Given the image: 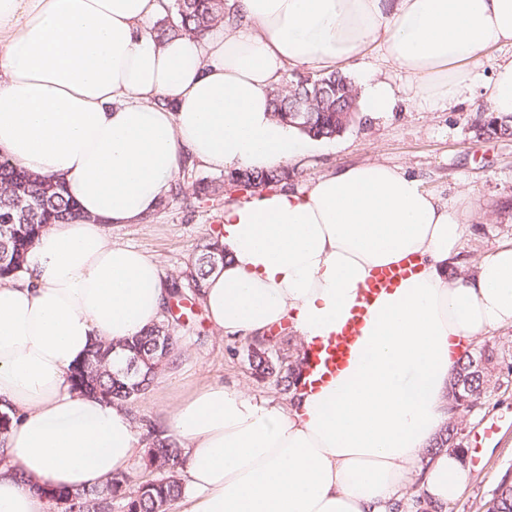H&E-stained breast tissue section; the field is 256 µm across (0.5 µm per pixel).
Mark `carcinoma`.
Segmentation results:
<instances>
[{
  "mask_svg": "<svg viewBox=\"0 0 512 512\" xmlns=\"http://www.w3.org/2000/svg\"><path fill=\"white\" fill-rule=\"evenodd\" d=\"M224 0H168L165 15L154 22L162 37L182 35L201 36L224 22ZM275 116L294 125L309 137L332 139L347 129L341 119L345 110L359 112L358 89L344 71L333 70L320 74H305L285 70L273 90ZM477 134L495 138H512V115L496 116L482 113ZM230 178L244 189L252 191L278 186L290 177L288 167L268 170L232 169L222 179L196 175L195 165L186 164L174 180L171 197L160 205L164 211L175 201L195 199L214 201L225 195ZM78 215L75 203L64 198L57 184L26 170L11 158L0 156V278L15 276L22 270L28 251L36 239L51 225ZM224 265V250L216 238H206L197 246L188 270L170 278L169 298L184 297L182 281L192 289V300L200 301L207 276ZM178 318H164L131 342L115 344L99 341L83 361L74 365L68 374L72 388L117 404H131L150 390L156 372L142 364L129 377L119 374L125 362L137 357L157 360L165 358L170 364L177 353L172 325ZM478 355L485 358L489 368L512 367V354L502 353L488 344L479 347ZM305 357L283 360L263 343L249 347L252 374L260 379L276 378L283 393L298 383ZM490 372L472 367L471 354L458 365L448 391L450 417L436 438L433 450L455 448L465 451L459 438L460 417L472 411V403L482 402L493 388L488 385ZM145 452L137 476L122 472L114 475L102 487L72 490L47 486L42 495L47 500L71 498L79 505L78 512H169L183 493L182 448L153 426H147L144 436ZM495 512H512V473L506 472L492 490Z\"/></svg>",
  "mask_w": 512,
  "mask_h": 512,
  "instance_id": "1",
  "label": "carcinoma"
}]
</instances>
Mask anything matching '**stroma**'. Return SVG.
<instances>
[{
  "instance_id": "obj_1",
  "label": "stroma",
  "mask_w": 512,
  "mask_h": 512,
  "mask_svg": "<svg viewBox=\"0 0 512 512\" xmlns=\"http://www.w3.org/2000/svg\"><path fill=\"white\" fill-rule=\"evenodd\" d=\"M480 110L475 94L451 107L403 101L391 112L359 115L345 132L321 140L299 162L290 164L288 186L307 187L317 178L362 163L401 167L423 182L425 189L469 209V233L449 263L467 274L492 249L512 242V139L480 137ZM228 190L224 201L196 210L173 203L151 221L112 226L113 243L136 247L156 259L165 275H178L189 265L196 245L219 226L225 202L241 198ZM179 355L174 366L154 382L132 406L135 415L158 422L163 404L210 382L234 385L270 397L272 380L255 379L247 361L248 340L228 338L211 326L202 306H194L175 329ZM467 436L485 433L477 461L467 462L468 479L453 500L454 512H486L491 492L512 468V386L492 392L481 410L463 421Z\"/></svg>"
}]
</instances>
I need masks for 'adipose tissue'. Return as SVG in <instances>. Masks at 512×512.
Here are the masks:
<instances>
[{
	"label": "adipose tissue",
	"instance_id": "1",
	"mask_svg": "<svg viewBox=\"0 0 512 512\" xmlns=\"http://www.w3.org/2000/svg\"><path fill=\"white\" fill-rule=\"evenodd\" d=\"M233 18L159 38L162 0H0V154L58 182L79 218L50 226L18 278L0 280V512H45L40 485H103L141 451L129 407L72 389L68 371L100 340L158 322L157 260L113 244L169 199L183 160L265 170L313 150L274 115L285 70H334L379 52L413 97L478 91L512 115V0H226ZM467 210L383 163L228 204L215 233L224 267L205 281L213 327L257 340L289 323L302 344L335 334L383 267L417 271L369 307L346 366L287 402L212 383L165 410L184 451L177 512H388L415 490L424 512L467 475L434 452L451 374L469 344L512 326V244L452 276Z\"/></svg>",
	"mask_w": 512,
	"mask_h": 512
}]
</instances>
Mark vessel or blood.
Wrapping results in <instances>:
<instances>
[{
	"mask_svg": "<svg viewBox=\"0 0 512 512\" xmlns=\"http://www.w3.org/2000/svg\"><path fill=\"white\" fill-rule=\"evenodd\" d=\"M416 271L414 260L407 259L392 267L376 271L361 291L360 304L354 308L339 332L311 346L306 363L312 388L332 381L347 363L363 318L372 301L382 292L397 286Z\"/></svg>",
	"mask_w": 512,
	"mask_h": 512,
	"instance_id": "vessel-or-blood-1",
	"label": "vessel or blood"
}]
</instances>
